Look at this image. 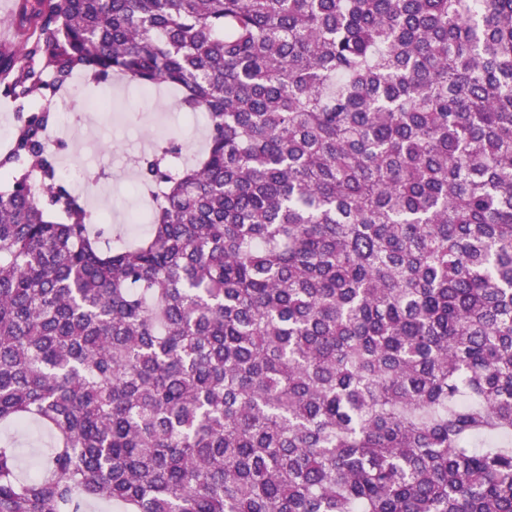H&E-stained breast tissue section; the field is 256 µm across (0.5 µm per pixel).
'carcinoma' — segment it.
<instances>
[{"instance_id": "carcinoma-1", "label": "carcinoma", "mask_w": 512, "mask_h": 512, "mask_svg": "<svg viewBox=\"0 0 512 512\" xmlns=\"http://www.w3.org/2000/svg\"><path fill=\"white\" fill-rule=\"evenodd\" d=\"M0 153V512H512V0H25ZM83 74L206 118L112 247ZM18 448L23 459L22 467L32 471L38 456L50 446L49 434L38 425H32L18 438Z\"/></svg>"}]
</instances>
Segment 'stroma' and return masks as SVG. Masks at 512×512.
Returning a JSON list of instances; mask_svg holds the SVG:
<instances>
[{"label": "stroma", "mask_w": 512, "mask_h": 512, "mask_svg": "<svg viewBox=\"0 0 512 512\" xmlns=\"http://www.w3.org/2000/svg\"><path fill=\"white\" fill-rule=\"evenodd\" d=\"M103 92L123 103L121 114L106 111L88 116L81 112L82 99ZM63 112L74 120V129H60L52 153L57 164L84 169L86 176L97 182L96 193L86 202L93 214L112 211V222L105 228L110 239H128L126 224L121 221L124 210L142 190L138 178V159L152 151L155 144L177 143L189 160H197L206 146L205 125L188 122L179 102L178 91L165 84L157 85L151 98L139 95L128 80L111 78L94 84L84 83L81 100L63 104Z\"/></svg>", "instance_id": "obj_1"}]
</instances>
